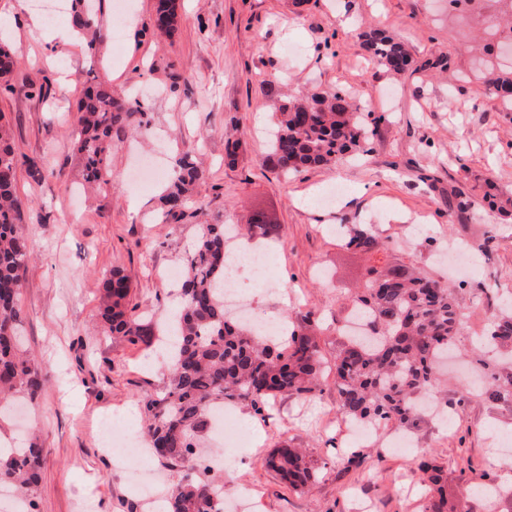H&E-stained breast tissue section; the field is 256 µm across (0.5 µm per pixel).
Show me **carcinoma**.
<instances>
[{
    "label": "carcinoma",
    "mask_w": 512,
    "mask_h": 512,
    "mask_svg": "<svg viewBox=\"0 0 512 512\" xmlns=\"http://www.w3.org/2000/svg\"><path fill=\"white\" fill-rule=\"evenodd\" d=\"M102 0H72L71 23L84 38L90 57H95L105 34L97 11ZM160 36H174L179 24L178 0H157ZM362 48L369 57L396 74L412 68L406 46L383 31L364 35ZM484 66L475 77L502 93L503 104L512 106V65L500 63L494 44L483 47ZM16 58L0 46V92L14 90ZM84 90L73 110V145L81 162V178L102 192L112 179V143L129 131L147 130L148 120L140 104L132 105L112 88V83L88 71ZM267 162L287 175L303 169L336 164L356 155L372 134L369 114L348 102L342 91L313 93L304 99L281 100L273 112ZM207 178L190 153L178 159L174 174L158 198L161 216L181 221L193 192ZM24 203L18 195L17 157L9 130L0 123V394L24 391L33 397L42 386V374L34 359L20 349L24 321L19 294L34 246L24 233ZM280 225L258 214L247 234L264 238L279 235ZM228 225H198L194 244L186 253L180 284L181 308L172 334L174 356L160 392L141 399L147 416L148 446L172 470L208 471L199 464V437L209 430L210 408L217 404H245L256 413L282 394H312L324 374L334 372L339 410L346 419L383 426L406 427L417 419L412 403L438 380L439 359L453 346L463 324L456 290L404 265L372 266L366 288L350 306L367 314L368 340L348 343L336 351L332 364L323 361L318 335L308 324H291L281 339L257 336L251 328L228 317L224 309V259ZM345 246L368 256L384 249L377 233L354 230ZM104 301L100 312L107 331L132 344L150 345L154 329L130 307V285L119 269L103 280ZM512 348V317H502L486 330L483 348L495 352ZM477 370L485 376L479 397L491 401L512 399V373L503 374L485 361ZM44 449L36 442L18 453H0V485L13 487L34 505ZM365 453L336 456V465L348 472L358 468ZM267 469L288 487L302 491L319 475L304 452L286 444L265 459ZM428 489L422 512H459L448 505L446 473L432 462L419 463ZM218 485L200 476L177 483L168 497V512H224L216 499Z\"/></svg>",
    "instance_id": "cac0c4a2"
}]
</instances>
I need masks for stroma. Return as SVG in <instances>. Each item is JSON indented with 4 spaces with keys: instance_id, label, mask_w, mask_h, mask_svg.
Listing matches in <instances>:
<instances>
[{
    "instance_id": "35a3bbf8",
    "label": "stroma",
    "mask_w": 512,
    "mask_h": 512,
    "mask_svg": "<svg viewBox=\"0 0 512 512\" xmlns=\"http://www.w3.org/2000/svg\"><path fill=\"white\" fill-rule=\"evenodd\" d=\"M132 3L133 33L115 0H104L98 18L109 35L94 59L81 44L66 46L72 78L64 81L28 5L0 0V14L13 17L9 44L18 60L15 92L0 94V113L10 122L24 231L34 246L20 294L21 346L45 375L35 397L7 398L0 441L24 429L42 446L36 512H82L88 500L93 512H160L127 483L125 470L135 459L119 468L101 449L100 420L111 415L144 431L141 398L166 382L165 365H143L151 349L104 332L102 279L123 270L131 305L160 321L173 301L166 273L182 270L200 220L243 229L262 212L280 225L279 236L265 244L274 259L271 282L247 291L261 313L296 321L311 316L328 359L346 340L348 303L372 265L402 263L452 282L464 315L456 345L468 361L490 323L512 305V218L490 211L484 200L492 190L512 194V111L471 77L480 0L462 21L444 0H179V29L168 40L152 33L156 0ZM376 28L408 45L412 71L398 75L366 58L359 35ZM441 56L448 59L444 72L433 65ZM169 62L187 80L174 92ZM92 65L118 92L137 96L150 120L148 132L114 147L106 193L81 187L68 112L81 93L74 73ZM42 84L49 98L28 96L30 86ZM335 89L378 118L364 153L289 177L271 171L262 128L279 95ZM230 140L239 144L231 165L224 160ZM136 151L162 153L169 169L192 153L207 172L194 196L203 217L162 223L157 200L165 180L138 190L125 179ZM31 162L52 178L28 177ZM335 183L344 188L336 207H317L316 194ZM340 224L371 225L385 251L369 257L346 249ZM455 241L466 246L463 272L438 258ZM463 383L452 372L440 388L447 424L418 418L408 429L415 445L402 452L387 448L389 431L378 432L369 441L375 458L350 474L334 464L336 427L344 418L333 386L277 397L267 420L250 407L234 408V423L252 425L255 436L251 447L238 450V467L225 468L224 487L250 488L255 512H359L363 498L379 500L380 512H419L425 488L416 462L425 457L445 467L448 499L460 502L465 465L487 470L498 483L512 472V462L488 461L496 444L512 448V401L458 406ZM282 443L306 449L320 469L311 491H290L265 469V457Z\"/></svg>"
}]
</instances>
